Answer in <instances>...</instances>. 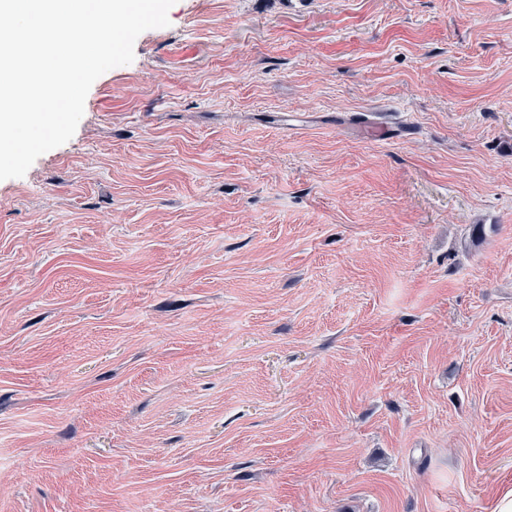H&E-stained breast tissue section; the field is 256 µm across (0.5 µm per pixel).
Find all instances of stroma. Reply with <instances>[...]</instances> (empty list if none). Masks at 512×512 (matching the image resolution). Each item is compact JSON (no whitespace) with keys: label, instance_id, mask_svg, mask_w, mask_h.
Masks as SVG:
<instances>
[{"label":"stroma","instance_id":"35a3bbf8","mask_svg":"<svg viewBox=\"0 0 512 512\" xmlns=\"http://www.w3.org/2000/svg\"><path fill=\"white\" fill-rule=\"evenodd\" d=\"M168 17L0 180V512H490L512 0Z\"/></svg>","mask_w":512,"mask_h":512}]
</instances>
